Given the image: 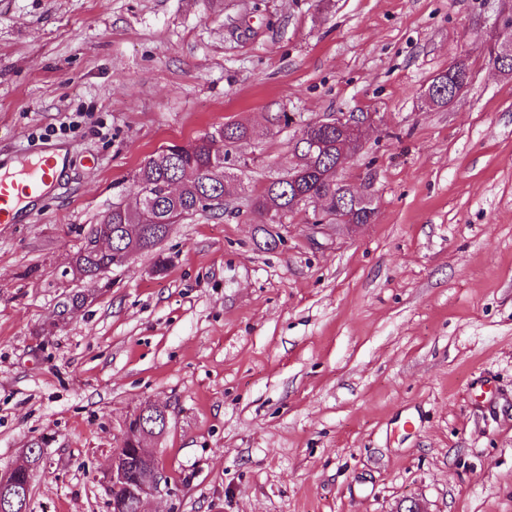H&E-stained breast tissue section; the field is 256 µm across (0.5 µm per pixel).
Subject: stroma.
<instances>
[{
    "instance_id": "1",
    "label": "stroma",
    "mask_w": 512,
    "mask_h": 512,
    "mask_svg": "<svg viewBox=\"0 0 512 512\" xmlns=\"http://www.w3.org/2000/svg\"><path fill=\"white\" fill-rule=\"evenodd\" d=\"M503 7L0 0V167L68 154L30 222L0 224V473L42 446L30 512H110L147 402L169 409L146 447L174 493L145 512H512V76L485 48ZM461 56L470 84L429 108ZM336 112L373 117L341 177L374 222L261 227L247 195ZM230 121L253 136L226 214L173 225L164 273L137 253L79 280L82 229L140 164Z\"/></svg>"
}]
</instances>
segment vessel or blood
Returning <instances> with one entry per match:
<instances>
[{"mask_svg": "<svg viewBox=\"0 0 512 512\" xmlns=\"http://www.w3.org/2000/svg\"><path fill=\"white\" fill-rule=\"evenodd\" d=\"M55 155H41L37 161L0 173V224H23L28 220L27 204L47 193L56 176Z\"/></svg>", "mask_w": 512, "mask_h": 512, "instance_id": "vessel-or-blood-1", "label": "vessel or blood"}]
</instances>
